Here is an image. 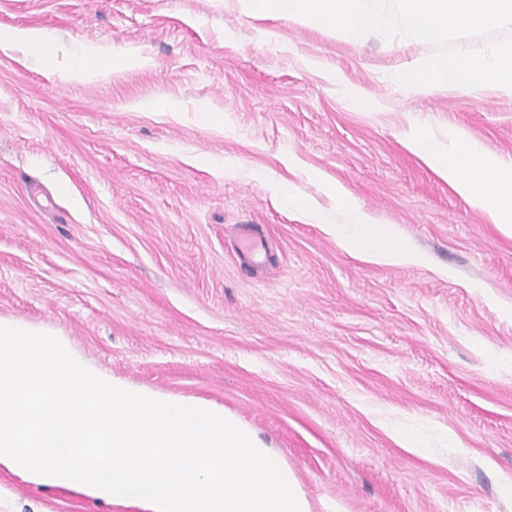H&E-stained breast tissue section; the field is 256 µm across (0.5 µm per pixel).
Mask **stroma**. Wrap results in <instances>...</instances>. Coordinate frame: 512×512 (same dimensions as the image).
Wrapping results in <instances>:
<instances>
[{
  "mask_svg": "<svg viewBox=\"0 0 512 512\" xmlns=\"http://www.w3.org/2000/svg\"><path fill=\"white\" fill-rule=\"evenodd\" d=\"M21 29L52 35L57 67L0 51L1 322L231 414L312 512H512V236L401 140L460 126L512 159V98L394 84L434 45L240 0H0ZM87 44L138 63L71 79ZM287 185L332 218L356 201L423 264L349 254ZM0 512L148 510L0 465Z\"/></svg>",
  "mask_w": 512,
  "mask_h": 512,
  "instance_id": "stroma-1",
  "label": "stroma"
}]
</instances>
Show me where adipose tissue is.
Here are the masks:
<instances>
[{
  "label": "adipose tissue",
  "mask_w": 512,
  "mask_h": 512,
  "mask_svg": "<svg viewBox=\"0 0 512 512\" xmlns=\"http://www.w3.org/2000/svg\"><path fill=\"white\" fill-rule=\"evenodd\" d=\"M23 48L28 59L51 70L55 67L54 41L39 30L0 32V50ZM403 143L440 178L459 192L475 208L485 212L491 223L512 234V160L486 154L482 146L468 138L463 128L448 132L447 141L427 140L422 128L409 125ZM346 220L325 224L327 234L336 238L348 253L387 265H417L421 259L388 226L353 201H345Z\"/></svg>",
  "instance_id": "adipose-tissue-1"
}]
</instances>
